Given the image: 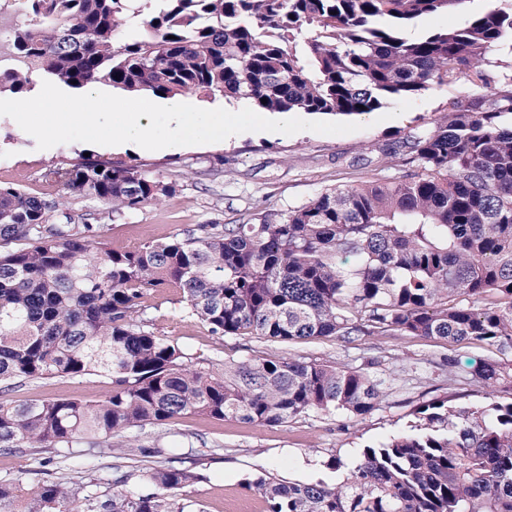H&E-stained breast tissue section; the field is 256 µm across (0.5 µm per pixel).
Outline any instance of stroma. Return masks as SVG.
<instances>
[{
	"mask_svg": "<svg viewBox=\"0 0 512 512\" xmlns=\"http://www.w3.org/2000/svg\"><path fill=\"white\" fill-rule=\"evenodd\" d=\"M493 9L511 12L512 0H469L465 10L424 17L406 25L402 35L416 39L432 31L460 28L473 15ZM469 85L470 75L465 72L453 83L389 100L381 109L358 117L360 129L352 133L245 132L224 143L171 152L118 150L82 142L40 150L12 118L0 116V184L40 193L47 170L68 167L87 153L110 159L116 166H140L174 184L175 194L162 203L114 221L99 200L67 197L66 211L93 214L107 225L105 240L112 248L180 236L199 224H244L261 209L285 212L326 189L399 177L406 136L443 112ZM144 306L145 316L155 321L161 334L187 346L210 371L220 373L225 362L255 356L297 358L363 370L385 392L376 408L356 422L339 413H308L280 426L189 415L148 427L131 440L119 437L120 447L105 459V466L124 470L159 449L171 457L203 463L207 478L191 485L190 492L204 512H266V502L254 485L261 476L291 483L316 479L335 483L329 461H349L367 445L408 431L418 422L417 408L433 398L448 395L462 407L485 403L487 390L475 375L474 362L512 359V354L485 344L421 336H361L352 343L323 338L290 343L255 336L219 339L201 322L187 318L171 293H153ZM453 359L457 367L447 368V361ZM110 388L104 377L14 381L0 387V403L59 398L94 402L104 399Z\"/></svg>",
	"mask_w": 512,
	"mask_h": 512,
	"instance_id": "35a3bbf8",
	"label": "stroma"
}]
</instances>
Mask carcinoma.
<instances>
[{"instance_id": "obj_1", "label": "carcinoma", "mask_w": 512, "mask_h": 512, "mask_svg": "<svg viewBox=\"0 0 512 512\" xmlns=\"http://www.w3.org/2000/svg\"><path fill=\"white\" fill-rule=\"evenodd\" d=\"M21 0L0 93L39 74L79 89L106 83L157 97L243 99L267 112L366 115L393 98L455 81L495 50L512 52V13L406 39L399 28L470 0ZM139 35L119 39L121 26ZM480 83L404 142L391 180L320 192L247 224H202L183 236L109 248L106 225L55 216L90 196L116 220L175 193L134 166L84 161L46 174L32 195L0 185V383L111 379L97 402L0 404V451L91 448L187 415L277 425L302 414L351 419L384 397L361 370L256 356L197 368L193 354L142 317L168 291L213 336L275 342L436 336L512 351V77ZM266 102H261V99ZM102 171H97V168ZM477 376L496 399L417 409L419 424L363 449L343 480L259 478L267 512H512V360ZM191 466L158 461L115 477L61 472L33 487L0 480V512H201Z\"/></svg>"}]
</instances>
